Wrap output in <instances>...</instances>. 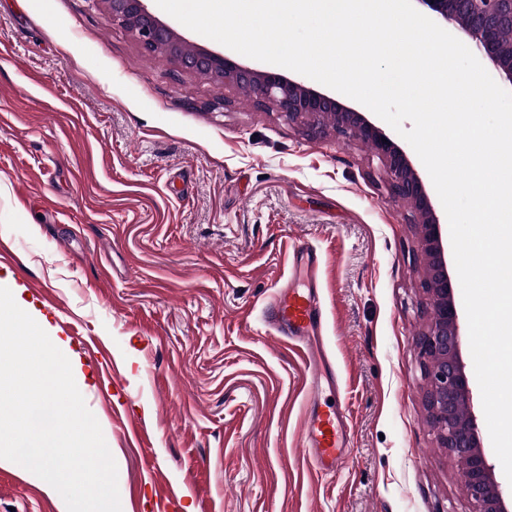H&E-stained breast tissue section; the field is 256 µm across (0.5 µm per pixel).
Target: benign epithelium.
Here are the masks:
<instances>
[{
  "instance_id": "benign-epithelium-1",
  "label": "benign epithelium",
  "mask_w": 512,
  "mask_h": 512,
  "mask_svg": "<svg viewBox=\"0 0 512 512\" xmlns=\"http://www.w3.org/2000/svg\"><path fill=\"white\" fill-rule=\"evenodd\" d=\"M425 16L471 41L496 75L512 86V56L500 48L501 32L512 27V0H414ZM112 22L135 33L143 48L162 53L185 70L226 86L247 90L259 105H271L290 123L330 126L366 143L383 165L395 197L417 220L426 257L423 291L430 321L419 344L425 359L426 407L439 447L459 468L472 512H509L493 467L480 441L472 390L461 357L463 335L454 301V279L447 262L444 219L435 208L420 174L406 151L368 113L279 71L257 69L214 52L192 49L148 8L147 0H104Z\"/></svg>"
}]
</instances>
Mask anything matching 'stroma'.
<instances>
[{"label":"stroma","mask_w":512,"mask_h":512,"mask_svg":"<svg viewBox=\"0 0 512 512\" xmlns=\"http://www.w3.org/2000/svg\"><path fill=\"white\" fill-rule=\"evenodd\" d=\"M382 176L366 144L148 53L103 0H0V286L66 341L123 512L172 486L168 512H469L425 407L424 255ZM304 243L351 425L330 475L302 355L257 318ZM0 512L57 506L5 461Z\"/></svg>","instance_id":"obj_1"}]
</instances>
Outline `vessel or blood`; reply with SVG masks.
Here are the masks:
<instances>
[{
  "mask_svg": "<svg viewBox=\"0 0 512 512\" xmlns=\"http://www.w3.org/2000/svg\"><path fill=\"white\" fill-rule=\"evenodd\" d=\"M318 264L316 252L306 244L294 249L289 268L290 286L279 289L263 309V319L286 344L301 345L313 377L308 384V409L304 439L322 471L334 472L348 453L350 432L341 407L320 409L322 387L318 376L326 368L317 341L323 313L317 289L299 288L295 282L312 277Z\"/></svg>",
  "mask_w": 512,
  "mask_h": 512,
  "instance_id": "obj_1",
  "label": "vessel or blood"
}]
</instances>
